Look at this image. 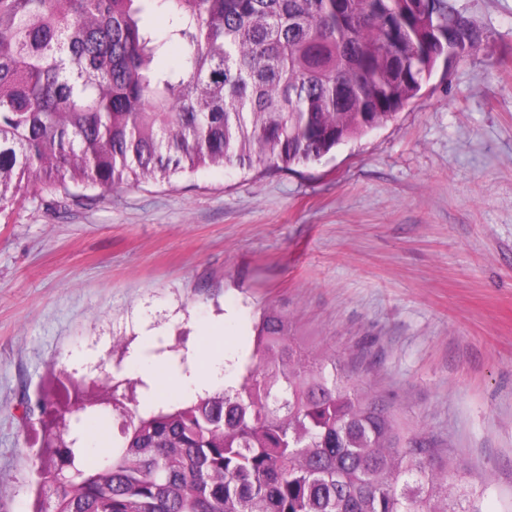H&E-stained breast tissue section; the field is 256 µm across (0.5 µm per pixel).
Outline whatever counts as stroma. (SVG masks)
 <instances>
[{
    "instance_id": "1",
    "label": "stroma",
    "mask_w": 512,
    "mask_h": 512,
    "mask_svg": "<svg viewBox=\"0 0 512 512\" xmlns=\"http://www.w3.org/2000/svg\"><path fill=\"white\" fill-rule=\"evenodd\" d=\"M455 5L477 39L320 164L32 192L0 215V512L38 482L49 379L184 403L176 372L248 358L267 308L459 462L483 512H512V0Z\"/></svg>"
}]
</instances>
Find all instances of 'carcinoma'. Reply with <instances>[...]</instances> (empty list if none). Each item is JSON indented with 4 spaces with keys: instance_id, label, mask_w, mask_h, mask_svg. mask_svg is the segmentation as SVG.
Returning <instances> with one entry per match:
<instances>
[{
    "instance_id": "carcinoma-1",
    "label": "carcinoma",
    "mask_w": 512,
    "mask_h": 512,
    "mask_svg": "<svg viewBox=\"0 0 512 512\" xmlns=\"http://www.w3.org/2000/svg\"><path fill=\"white\" fill-rule=\"evenodd\" d=\"M450 26L475 39L452 0H0V214L36 189L315 163L420 95L457 56L424 37ZM256 330L236 386L123 420L97 458L79 442L111 380L74 382L32 512H482L335 355H303L275 314Z\"/></svg>"
}]
</instances>
